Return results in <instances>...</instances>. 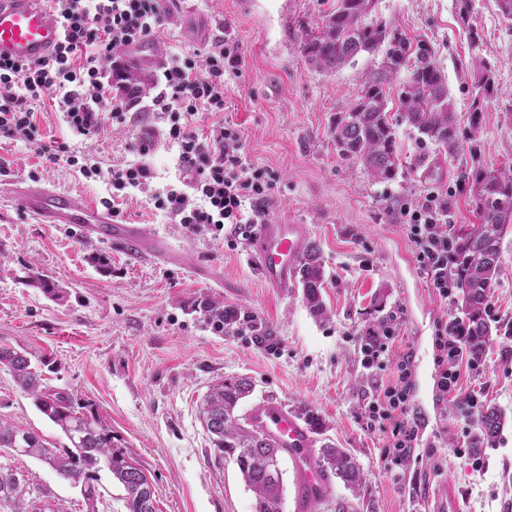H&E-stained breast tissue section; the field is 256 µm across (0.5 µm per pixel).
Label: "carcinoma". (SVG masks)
<instances>
[{
	"label": "carcinoma",
	"mask_w": 512,
	"mask_h": 512,
	"mask_svg": "<svg viewBox=\"0 0 512 512\" xmlns=\"http://www.w3.org/2000/svg\"><path fill=\"white\" fill-rule=\"evenodd\" d=\"M456 17L471 43L481 39L470 24L473 0H453ZM376 0H336L335 6L312 24L302 27L298 49L306 63L321 72H334L357 56L382 54L378 69L366 75L358 98L336 114L332 135L339 155L359 166L376 182L397 178L404 168L392 121L390 85L406 71L397 99L400 120L454 156L460 148V118L438 61L435 47L420 36L410 37L396 26L372 17ZM499 94L495 65L480 60L471 81V102L466 120L476 134L484 120V105ZM478 145L471 146V164L461 177L477 223L454 234L458 246V280L461 309L471 327L466 343L472 356L484 355L498 332L487 318L491 290L502 265V240L512 231V165L487 168L477 159ZM298 282L310 313L329 315L321 288L325 279L319 252L307 248L297 271ZM211 319L232 329L234 318H224V306L206 304ZM0 367L8 370L16 385L31 396L37 409L58 426L69 440L63 448L51 447L38 434L0 419V512H65L47 503L48 490L33 483L13 461L32 457L47 464L61 478L80 487L85 512H98L97 473L105 468L124 488L127 512H157L153 484L127 452L122 439L88 403H80L66 391L45 383V374L23 352L0 346ZM254 390L247 378H225L205 395L200 414L215 455H228L237 465L246 486L255 495V512H283L285 500L284 456L271 441L255 431L246 417L237 414L240 402ZM506 423L499 408L488 405L476 419L475 449L491 446ZM317 462L328 477L340 479L358 495L363 472L344 448L321 446Z\"/></svg>",
	"instance_id": "cac0c4a2"
}]
</instances>
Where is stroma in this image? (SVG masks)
Listing matches in <instances>:
<instances>
[{"mask_svg":"<svg viewBox=\"0 0 512 512\" xmlns=\"http://www.w3.org/2000/svg\"><path fill=\"white\" fill-rule=\"evenodd\" d=\"M287 29L262 16L240 12L238 0H177L171 22L154 43L162 56L205 52L198 30L219 35L229 28L241 45L237 75L226 80L224 109L199 118V131L229 122L241 128L252 159L272 169L275 191L270 218L306 225L325 270L322 288L329 317L306 308L301 288L281 296L263 287L246 260V244L227 236L187 235L182 225L154 210L136 192L122 206L121 220L143 224L179 248L182 263L154 260L135 247L80 237L65 226L40 224L16 203L0 198V345L45 360L49 385L94 405L154 486L158 512H253L254 496L232 459L216 460L199 406L210 386L232 377L254 385L243 408L272 397L289 408L307 406L320 418L323 437L360 463L366 484L353 496L339 479L315 512H411L407 477L386 471L385 434L367 428L364 397L371 376L359 361V338L368 324L403 307L404 343L434 355L435 322L460 315L459 303L443 304L428 288L412 257L400 208L434 191L447 196L454 226L474 223L461 170L468 154L451 158L419 142L406 123L396 135L408 170L377 183L336 152L332 126L352 103L366 73L381 58L363 54L335 72H319L301 56L300 25L316 20L336 0H288ZM472 24L482 40L471 44L452 0H377L375 14L410 34L426 35L437 49L458 114L471 102L470 69L491 61L501 94L484 108L480 161L488 168L512 162V26L494 0H473ZM39 143L65 144L69 153L109 167L135 160L130 149L142 130L154 127L151 112L134 108L130 121L108 124L92 137L69 132L54 99L34 108ZM37 145L0 134V180L55 185L81 203L100 205L111 190L84 178L66 162L51 163ZM502 271L491 304L501 331L485 352V369L465 387L480 391L510 414L500 437L482 449L475 471L457 449L470 446L475 421L456 406L437 413L423 435L437 451L422 467L431 481L447 478L461 490V512H512V233L502 242ZM208 270L205 278L193 267ZM54 283L62 299L33 284ZM213 299L252 314L277 330L269 351L250 337L215 331L201 308ZM0 418L33 430L55 446L66 445L60 429L0 368ZM18 467L46 487L67 512H85L78 488L41 462L20 458Z\"/></svg>","mask_w":512,"mask_h":512,"instance_id":"1","label":"stroma"}]
</instances>
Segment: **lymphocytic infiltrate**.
<instances>
[{
	"label": "lymphocytic infiltrate",
	"instance_id": "f902f5d3",
	"mask_svg": "<svg viewBox=\"0 0 512 512\" xmlns=\"http://www.w3.org/2000/svg\"><path fill=\"white\" fill-rule=\"evenodd\" d=\"M63 37L48 57L26 62L0 61V133L36 142L38 128L33 106L45 95H55L64 121L83 136L96 134L106 122L125 123L122 106L104 97V81L120 61L116 46L132 44L166 28L169 12L159 0H48ZM240 44L229 34L218 35L201 58L175 56L156 77L157 93L151 112L165 127L167 140L178 148L182 174L175 185L155 191L153 172L146 162L150 148L139 143L138 158L102 168L65 155L63 146L39 144L50 162L66 159L88 179L107 181L112 190L103 204L119 210L132 191L149 194L155 210L164 212L193 235L230 231L244 237L251 225L265 223L273 197L275 177L254 163L245 150L244 135L236 124L212 126L199 135L193 124L198 114L224 109V78L238 73ZM446 197L434 192L421 196L400 212L408 246L427 285L441 302H453L456 253L447 226ZM406 322L403 309L368 328L360 339V363L376 379L367 396L368 428L386 434L383 450L386 468L400 473L409 462L433 457L434 449L421 447L420 424L413 411L414 354L396 350ZM467 324L449 315L435 324L436 399L455 397L464 416L481 406L478 391L463 390L462 371L481 375L484 361L466 350ZM386 378H379V371Z\"/></svg>",
	"mask_w": 512,
	"mask_h": 512
}]
</instances>
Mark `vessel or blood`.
<instances>
[{
	"instance_id": "vessel-or-blood-1",
	"label": "vessel or blood",
	"mask_w": 512,
	"mask_h": 512,
	"mask_svg": "<svg viewBox=\"0 0 512 512\" xmlns=\"http://www.w3.org/2000/svg\"><path fill=\"white\" fill-rule=\"evenodd\" d=\"M61 38L62 29L46 0H0V59L28 61L47 56ZM117 52L142 66L160 68L165 64L149 41L118 47ZM0 192L12 195L40 223L62 224L83 237L146 245L159 259L174 257L172 246L150 234L144 225L126 224L109 212L79 205L68 191L1 183ZM307 247L305 225L271 220L255 225L250 236V261L264 286L284 296L295 285L297 267ZM246 417L253 429L284 450L297 476L300 512H312L328 488L327 477L312 454L316 444L313 428L275 398L254 404ZM423 505L425 512H461L459 490L451 480H439Z\"/></svg>"
}]
</instances>
